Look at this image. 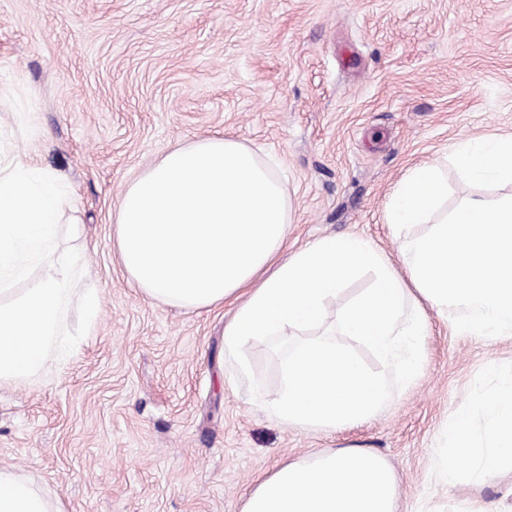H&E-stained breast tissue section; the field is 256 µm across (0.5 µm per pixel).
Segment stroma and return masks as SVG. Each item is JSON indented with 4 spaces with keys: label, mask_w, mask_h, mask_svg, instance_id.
<instances>
[{
    "label": "stroma",
    "mask_w": 512,
    "mask_h": 512,
    "mask_svg": "<svg viewBox=\"0 0 512 512\" xmlns=\"http://www.w3.org/2000/svg\"><path fill=\"white\" fill-rule=\"evenodd\" d=\"M512 133V0H0V163L25 157L67 186L87 281L103 307L92 335L45 377L0 387V465L63 512H242L280 464L339 448L382 456L396 512H512V458L438 477L446 430L469 411L484 437L501 408L473 406L512 381V336L453 327L424 306L419 370L374 416L334 429L278 421L282 384L263 340L240 375L224 353L232 304L185 311L145 296L112 248L126 184L204 136L274 161L288 190V253L328 235L366 239L399 274L427 232L387 221L415 165L462 141ZM512 199V182L448 173V206ZM372 268L326 302L325 329L365 368L379 354L339 334Z\"/></svg>",
    "instance_id": "35a3bbf8"
}]
</instances>
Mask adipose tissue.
I'll use <instances>...</instances> for the list:
<instances>
[{
	"mask_svg": "<svg viewBox=\"0 0 512 512\" xmlns=\"http://www.w3.org/2000/svg\"><path fill=\"white\" fill-rule=\"evenodd\" d=\"M475 181L512 179V135L458 144L450 159ZM447 176L438 165L412 168L387 210L396 229L426 224L408 239L407 276L368 241L326 236L284 255L288 195L272 164L227 137H206L165 152L125 187L112 246L131 280L148 297L191 311L236 303L224 329V350L248 374L243 348L265 338L291 344L283 383L268 405L279 421L334 429L371 417L413 380L423 303L452 312L458 328L481 336L512 334V200L494 206L474 198L443 212ZM365 267L372 288L340 316L344 335L361 340L391 364L393 377L362 367L336 342L316 335L325 302ZM438 474L466 464L489 471L512 452V420L477 439L470 418L457 417ZM397 484L379 455L342 448L280 465L259 482L242 512H395ZM0 512H62L59 501L0 466Z\"/></svg>",
	"mask_w": 512,
	"mask_h": 512,
	"instance_id": "1",
	"label": "adipose tissue"
}]
</instances>
